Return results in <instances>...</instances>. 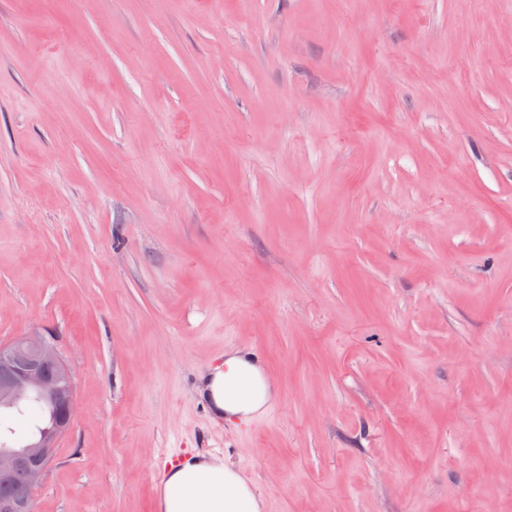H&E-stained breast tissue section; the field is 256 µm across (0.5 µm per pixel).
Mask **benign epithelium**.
Wrapping results in <instances>:
<instances>
[{
	"label": "benign epithelium",
	"instance_id": "7a95c632",
	"mask_svg": "<svg viewBox=\"0 0 512 512\" xmlns=\"http://www.w3.org/2000/svg\"><path fill=\"white\" fill-rule=\"evenodd\" d=\"M59 379L65 381V391L54 434L44 435L22 450L0 449L1 475L18 468L26 469L28 474L18 493L0 500V512H18L19 505L29 501L44 478L58 438L68 432L77 409L73 373L55 337L35 333L0 346L1 405H11L27 394L53 395L58 392Z\"/></svg>",
	"mask_w": 512,
	"mask_h": 512
}]
</instances>
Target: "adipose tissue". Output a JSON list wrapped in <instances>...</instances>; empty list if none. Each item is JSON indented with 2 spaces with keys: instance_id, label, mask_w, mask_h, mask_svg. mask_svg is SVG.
<instances>
[{
  "instance_id": "1",
  "label": "adipose tissue",
  "mask_w": 512,
  "mask_h": 512,
  "mask_svg": "<svg viewBox=\"0 0 512 512\" xmlns=\"http://www.w3.org/2000/svg\"><path fill=\"white\" fill-rule=\"evenodd\" d=\"M196 389L219 416L247 420L262 414L277 390L260 358L226 350L224 361L200 374ZM159 512H261L263 499L238 469L216 455L180 460L166 471Z\"/></svg>"
}]
</instances>
